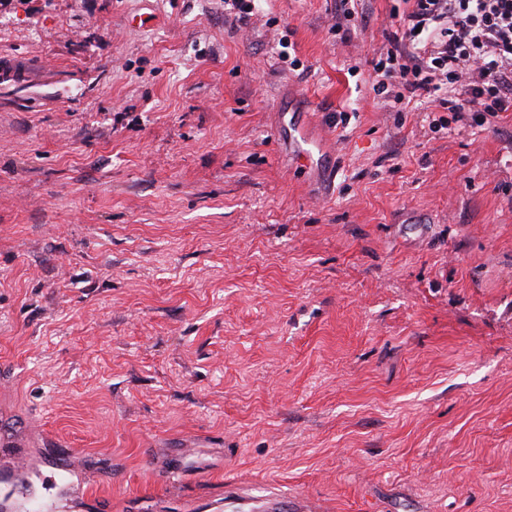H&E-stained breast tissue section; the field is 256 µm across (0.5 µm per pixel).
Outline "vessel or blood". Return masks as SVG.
<instances>
[{
	"label": "vessel or blood",
	"mask_w": 512,
	"mask_h": 512,
	"mask_svg": "<svg viewBox=\"0 0 512 512\" xmlns=\"http://www.w3.org/2000/svg\"><path fill=\"white\" fill-rule=\"evenodd\" d=\"M29 76L28 64L20 58L0 60V81L17 83ZM278 131L293 149L297 160L309 163L322 155L324 144L308 126L279 123ZM99 478L82 474L71 482L63 474H48L34 469L21 456L0 460V512H93L98 503L95 494ZM234 512H325V506L307 496L284 500L272 492L259 495L226 493L208 504L210 512H223L225 505Z\"/></svg>",
	"instance_id": "vessel-or-blood-1"
}]
</instances>
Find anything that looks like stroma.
I'll return each mask as SVG.
<instances>
[{
	"label": "stroma",
	"instance_id": "35a3bbf8",
	"mask_svg": "<svg viewBox=\"0 0 512 512\" xmlns=\"http://www.w3.org/2000/svg\"><path fill=\"white\" fill-rule=\"evenodd\" d=\"M400 4L0 0V421L102 512H512V112L391 111ZM254 6L246 0H224V19L232 30L248 24ZM31 77L28 71V64L21 58H2L0 61V81L1 83L24 82L26 78ZM284 116L285 114L278 124V131L282 139L293 149L297 160L311 163L314 157L318 156V163L324 153L323 140L306 125H287ZM260 495H233L230 490L226 491L225 499H215L205 504L208 510L221 512L225 507L232 505V510L236 512H283L284 506L289 505L290 512H324L326 510L323 503L307 496H296L294 499L284 501V497L266 490H261Z\"/></svg>",
	"mask_w": 512,
	"mask_h": 512
}]
</instances>
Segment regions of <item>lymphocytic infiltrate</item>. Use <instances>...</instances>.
<instances>
[{"label": "lymphocytic infiltrate", "instance_id": "obj_1", "mask_svg": "<svg viewBox=\"0 0 512 512\" xmlns=\"http://www.w3.org/2000/svg\"><path fill=\"white\" fill-rule=\"evenodd\" d=\"M377 94L439 102L448 124L467 113L512 112V0H404Z\"/></svg>", "mask_w": 512, "mask_h": 512}]
</instances>
